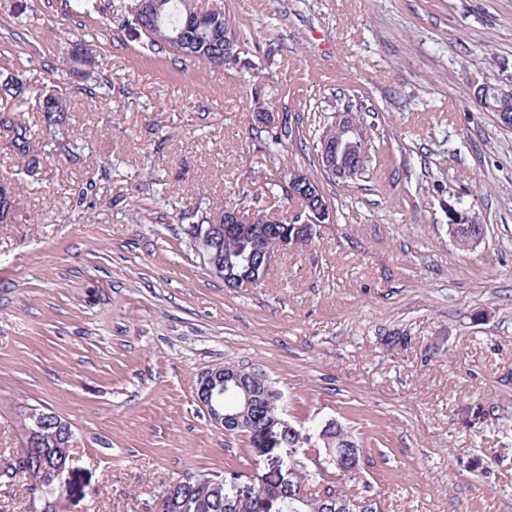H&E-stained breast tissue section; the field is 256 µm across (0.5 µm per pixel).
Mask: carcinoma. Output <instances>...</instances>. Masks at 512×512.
<instances>
[{
    "label": "carcinoma",
    "instance_id": "carcinoma-1",
    "mask_svg": "<svg viewBox=\"0 0 512 512\" xmlns=\"http://www.w3.org/2000/svg\"><path fill=\"white\" fill-rule=\"evenodd\" d=\"M139 3L140 0H131L130 12L134 22L144 27L147 46L154 51L168 52L186 61L218 67L224 65V33L239 38L238 26L220 8L202 14L197 11L194 0H148L145 3L147 12L143 13L139 10ZM69 56L76 63L68 70L72 78L83 79L86 69L95 65L93 49L84 43L75 44ZM27 102L33 103V107L42 114L47 135L67 121L71 109L65 87L57 86L32 100L26 95L23 80L13 76L0 77V112H16ZM3 123L10 125L13 150L21 155L27 152L31 140L39 138L30 126L14 122L10 116L3 118ZM483 233L482 224H458L454 238L459 245L466 247ZM185 235L198 254L220 250L226 270L238 268L244 259L258 254L264 246L262 237L228 235L218 240L198 235L191 228L187 229ZM280 398L281 394L274 390L269 398L252 403L237 432L254 437L271 434L289 448L298 447L297 429L288 425L278 413ZM56 419L58 416H51V421L43 427L40 442L24 440L20 452L0 464V485L9 483L20 473L32 478L25 512H54L48 489L57 486L56 474L73 454V437L66 436L64 430L57 427ZM322 444L333 450L335 460L329 469L322 470L320 479L325 481L330 475L338 476V480L331 482L336 491V504L331 511L326 510L324 501L317 494L304 498L291 496L290 487L304 482L308 477L307 470L302 466L303 456L291 453L288 462L290 476L286 486H265L256 498L228 504L224 501L223 475L194 478L180 483L172 494L169 493L171 486H166L158 497L157 512H264L267 498L275 499L280 512H381L378 501L373 497L370 498V510H362L359 503L365 497L350 494L342 484L346 475L357 474L364 460L363 450L351 431L335 424L327 431Z\"/></svg>",
    "mask_w": 512,
    "mask_h": 512
}]
</instances>
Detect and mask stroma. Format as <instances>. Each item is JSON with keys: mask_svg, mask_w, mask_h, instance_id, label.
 <instances>
[{"mask_svg": "<svg viewBox=\"0 0 512 512\" xmlns=\"http://www.w3.org/2000/svg\"><path fill=\"white\" fill-rule=\"evenodd\" d=\"M196 2L244 31L224 67L149 51L130 0L71 17L0 0V71L39 93L82 39L89 84L112 85L72 90L68 147L37 140L38 177L0 124V183L18 191L0 223V459L39 405L74 433L56 512H157L186 476L247 489L288 450L208 421L197 380L233 365L265 373L294 426L351 430L350 490L382 512H512V129L473 95L512 86V0ZM347 109L374 150L345 182L313 143ZM291 170L332 220L258 286L226 287L184 212L230 201L291 222L300 201L266 188ZM452 224L484 237L459 247Z\"/></svg>", "mask_w": 512, "mask_h": 512, "instance_id": "obj_1", "label": "stroma"}]
</instances>
